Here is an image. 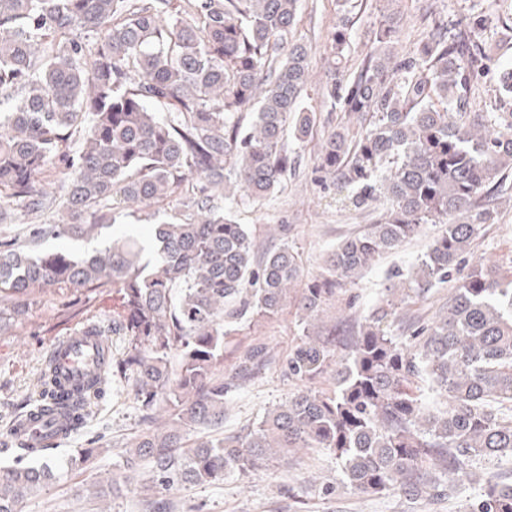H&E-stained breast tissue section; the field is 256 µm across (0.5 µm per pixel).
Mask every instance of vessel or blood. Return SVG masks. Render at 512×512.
<instances>
[{
  "mask_svg": "<svg viewBox=\"0 0 512 512\" xmlns=\"http://www.w3.org/2000/svg\"><path fill=\"white\" fill-rule=\"evenodd\" d=\"M109 349L107 339L87 327L56 340L49 350V362L60 381V393L79 388L89 378L102 375V359ZM59 430L58 421L38 410L21 427L14 429L13 434L25 438L30 445L39 446L56 440Z\"/></svg>",
  "mask_w": 512,
  "mask_h": 512,
  "instance_id": "obj_1",
  "label": "vessel or blood"
}]
</instances>
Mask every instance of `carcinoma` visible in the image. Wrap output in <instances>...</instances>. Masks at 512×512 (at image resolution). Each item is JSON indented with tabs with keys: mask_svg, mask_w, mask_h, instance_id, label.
<instances>
[{
	"mask_svg": "<svg viewBox=\"0 0 512 512\" xmlns=\"http://www.w3.org/2000/svg\"><path fill=\"white\" fill-rule=\"evenodd\" d=\"M300 0H0V224L15 201L36 220L23 240L0 241V324L21 321L52 288L112 289V331L128 337L107 371L131 381L144 421H168L127 442L123 469L146 470L151 512L187 485L248 477L303 449L333 455L344 482L367 495H453L480 484L465 512H512V481L480 464L512 460V268L472 258L474 240L495 223L512 190V90L491 111L472 109L475 84L495 68L512 76L480 38L487 19L448 22L428 10L420 48L393 52L400 18L372 30L352 71L347 4L331 25L333 78L322 96L346 124L321 142L319 180L380 202L375 223L340 241L320 273L303 277L283 243L257 258L246 225L210 205L224 195L261 202L292 170L288 141L313 138L307 105L310 50L294 37ZM79 150L67 151L73 137ZM62 175V216L47 208L40 178ZM201 184L203 198L190 194ZM176 220L161 218L170 205ZM158 220L150 251L137 241L92 255L39 252L48 236L91 235L116 210ZM428 224L429 248L386 298L352 322L324 323L325 307L382 255ZM454 283L438 318L399 334L393 297L423 299ZM293 304L305 324L289 351L288 377L302 388L244 433L224 429V345ZM261 350L240 355L242 376ZM333 372L332 386L318 385ZM105 380L57 395L51 368L40 404L64 417V435L86 423ZM56 443L18 438L0 448V512L59 475Z\"/></svg>",
	"mask_w": 512,
	"mask_h": 512,
	"instance_id": "carcinoma-1",
	"label": "carcinoma"
}]
</instances>
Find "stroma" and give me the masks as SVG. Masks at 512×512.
<instances>
[{"label": "stroma", "mask_w": 512, "mask_h": 512, "mask_svg": "<svg viewBox=\"0 0 512 512\" xmlns=\"http://www.w3.org/2000/svg\"><path fill=\"white\" fill-rule=\"evenodd\" d=\"M427 3L449 19L463 12L485 16L489 20L484 31L486 41L495 48L512 43V0H364L352 11L355 24L349 67H356L369 50L370 30L383 12L400 17L396 52L412 51L425 27L421 9ZM335 16L336 0H302L295 30L296 37L311 49L307 102L317 113L313 139L295 151V168L280 193L259 204L242 200L231 211L232 218L247 225L264 248L286 242L298 250L308 276L320 271L330 249L362 225L373 223L378 214L377 206L358 207L341 201L335 187L322 183L314 171L323 136L340 120L339 113L331 111L322 97L331 60L330 26ZM279 225L284 226V233H276ZM152 231V224L146 221H119L91 237L46 238L40 249L84 254L124 236L148 241ZM436 232V227H428L398 251L383 255L357 285L342 295L337 310L346 311L354 319L368 314L394 272L414 264ZM475 255L491 259L503 269L512 267V198L502 200L499 219L481 233ZM113 309L111 289L74 294L54 289L39 298L23 321L0 329V442L9 440L13 418L35 403L51 344L91 322L110 331ZM300 335L297 317L287 313L260 324L253 336L228 338L224 346L225 380H232L239 351L251 341L266 344L268 363L259 376L240 382L228 393L225 432L243 431L298 389V382L285 373V360ZM144 427L130 382L108 376L85 426L57 445L55 455L64 462L59 477L46 489L28 496L21 505L22 512H149L147 493L137 490L103 499L92 493L93 486L123 478L124 447ZM86 448L99 451L90 466L79 461ZM476 494V488L466 484L454 498L440 502L393 494L360 496L346 486L332 455L312 450L259 475L233 474L217 483L182 487L174 492L172 500L174 512H462Z\"/></svg>", "instance_id": "1"}]
</instances>
